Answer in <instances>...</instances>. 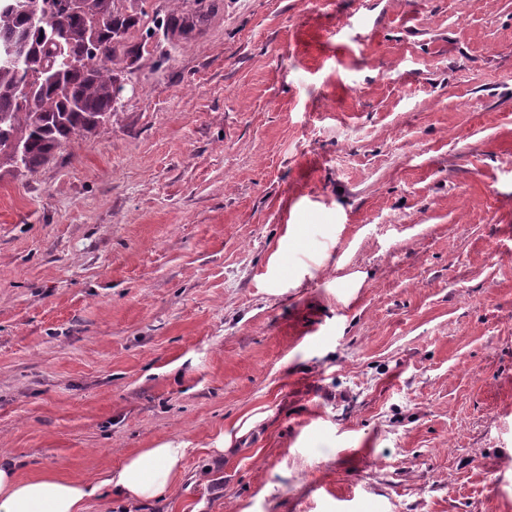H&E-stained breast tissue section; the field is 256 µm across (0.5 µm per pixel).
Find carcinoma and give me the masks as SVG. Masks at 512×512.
<instances>
[{
	"mask_svg": "<svg viewBox=\"0 0 512 512\" xmlns=\"http://www.w3.org/2000/svg\"><path fill=\"white\" fill-rule=\"evenodd\" d=\"M68 2L44 0L43 28L30 27L19 12L0 10V46L13 44L25 59L19 69L0 65V178L38 168L62 144L92 133L112 116V63L132 21L118 8L119 0H86L80 13ZM93 49L104 59L88 69L80 61ZM46 68L59 78H44ZM15 144L24 147L20 162L11 152Z\"/></svg>",
	"mask_w": 512,
	"mask_h": 512,
	"instance_id": "carcinoma-1",
	"label": "carcinoma"
}]
</instances>
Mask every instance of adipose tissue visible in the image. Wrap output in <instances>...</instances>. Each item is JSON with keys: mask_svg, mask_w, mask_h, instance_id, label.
<instances>
[{"mask_svg": "<svg viewBox=\"0 0 512 512\" xmlns=\"http://www.w3.org/2000/svg\"><path fill=\"white\" fill-rule=\"evenodd\" d=\"M184 449L167 444L127 455L102 483L131 501L160 498L183 475ZM95 486L43 473L21 478L12 460L0 458V512H85Z\"/></svg>", "mask_w": 512, "mask_h": 512, "instance_id": "adipose-tissue-1", "label": "adipose tissue"}]
</instances>
